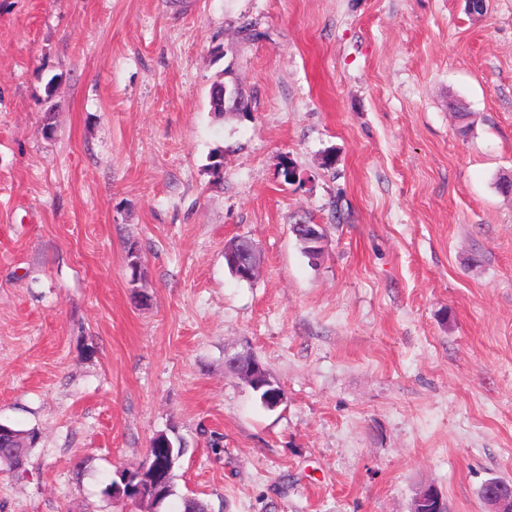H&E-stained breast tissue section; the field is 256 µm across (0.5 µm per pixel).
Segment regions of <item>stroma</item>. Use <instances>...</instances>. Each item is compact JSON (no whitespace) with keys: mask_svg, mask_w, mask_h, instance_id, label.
Segmentation results:
<instances>
[{"mask_svg":"<svg viewBox=\"0 0 512 512\" xmlns=\"http://www.w3.org/2000/svg\"><path fill=\"white\" fill-rule=\"evenodd\" d=\"M226 77L249 114L213 110ZM510 176L512 0H0V422L41 435L0 512H122L105 478L162 431L166 512H410L426 484L483 512L512 480Z\"/></svg>","mask_w":512,"mask_h":512,"instance_id":"stroma-1","label":"stroma"}]
</instances>
